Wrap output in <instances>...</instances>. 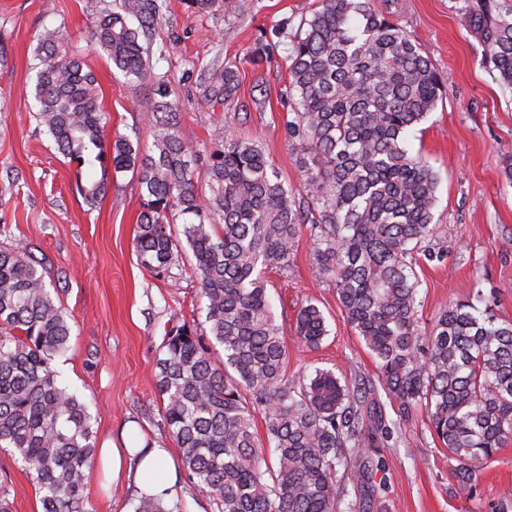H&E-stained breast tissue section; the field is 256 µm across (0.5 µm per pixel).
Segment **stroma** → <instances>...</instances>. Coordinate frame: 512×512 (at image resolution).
<instances>
[{
	"label": "stroma",
	"instance_id": "35a3bbf8",
	"mask_svg": "<svg viewBox=\"0 0 512 512\" xmlns=\"http://www.w3.org/2000/svg\"><path fill=\"white\" fill-rule=\"evenodd\" d=\"M223 19L188 11L185 0H167L154 37L164 49L159 64L180 108V134L194 148L231 131L264 144L281 181L298 188L301 171L285 136L288 114L280 94L287 80L289 40L276 43L259 65L245 58L282 19L310 17L316 0H242ZM444 75L442 98L417 128L413 151L439 176L434 222L444 262L420 260L416 271L418 321L430 327L449 304L482 291L494 314L512 321V185L505 161L512 156V89L483 63V47L460 11L461 0H376ZM65 26L69 47L91 67L112 133L151 145L152 131L139 107L149 86L131 87L106 54L89 42L93 23L82 0H0V225L42 260L72 326L70 348L55 361L64 383L88 404L97 443L131 439L170 449L156 363L166 331L196 322L198 284L188 260L168 273L144 267L134 247L142 210L131 173L118 174L107 196L86 205L73 189L75 167L39 133L29 104V65L43 28ZM240 60L241 85L230 103L201 110L193 102L196 73L215 54ZM313 241L302 232L286 272L268 275L275 321L288 349L289 373L326 368L375 380L378 369L344 319L333 282L312 265ZM324 312L329 329L320 348L299 344L296 314L307 299ZM390 488L383 512H492L503 488L512 487V440L477 471V495L457 486L455 460L430 432L424 414L385 446ZM0 485L9 490L12 512H42L40 493L10 452L0 450ZM138 495L128 482L92 479L89 512H133Z\"/></svg>",
	"mask_w": 512,
	"mask_h": 512
}]
</instances>
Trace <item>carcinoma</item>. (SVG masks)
Listing matches in <instances>:
<instances>
[{
    "mask_svg": "<svg viewBox=\"0 0 512 512\" xmlns=\"http://www.w3.org/2000/svg\"><path fill=\"white\" fill-rule=\"evenodd\" d=\"M463 2L485 61L512 85V5ZM187 4L214 19L238 7ZM83 8L93 19L90 42L127 83L151 85L142 108L152 146L108 138L97 78L61 26L38 35L31 110L76 164L75 192L87 205L105 197L112 175H138L135 248L144 267L159 274L189 257L210 338L175 325L157 360L163 420L188 478L217 512H341L343 502L347 512H378L387 492L377 478L387 466L380 448L421 408L458 462L460 491L475 497L476 465L512 438V322L479 308L478 294L444 308L428 332L417 324L415 255L444 260L430 246L438 177L407 142L441 99L443 79L429 59L374 0H317L293 33L283 19L278 34L291 35L292 51L281 100L304 176L295 191L254 140L226 133L196 150L182 139L151 41L165 0H84ZM238 87L239 66L216 58L196 85V104H227ZM306 226L318 273L334 282L344 318L377 363L375 383L325 368L287 374L265 270H287ZM40 267L26 246L0 243V448L18 456L42 512H88L87 487L100 472L92 416L52 366L72 328ZM295 331L305 347L319 346L328 335L323 311L302 306ZM377 385L397 402L396 418ZM339 473L352 489L337 483ZM133 512L182 507L144 495Z\"/></svg>",
    "mask_w": 512,
    "mask_h": 512,
    "instance_id": "obj_1",
    "label": "carcinoma"
}]
</instances>
